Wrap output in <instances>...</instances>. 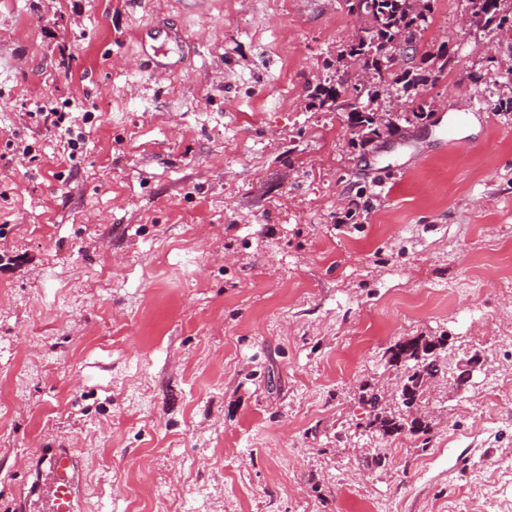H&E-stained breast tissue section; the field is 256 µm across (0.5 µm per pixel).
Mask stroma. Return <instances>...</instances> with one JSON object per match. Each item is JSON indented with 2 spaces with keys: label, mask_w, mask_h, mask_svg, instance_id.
<instances>
[{
  "label": "stroma",
  "mask_w": 512,
  "mask_h": 512,
  "mask_svg": "<svg viewBox=\"0 0 512 512\" xmlns=\"http://www.w3.org/2000/svg\"><path fill=\"white\" fill-rule=\"evenodd\" d=\"M466 6L442 121L363 149L308 99L345 0H0V512L34 448L85 512H512V36ZM419 336L426 448L360 427Z\"/></svg>",
  "instance_id": "stroma-1"
}]
</instances>
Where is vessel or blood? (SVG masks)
Instances as JSON below:
<instances>
[{
    "mask_svg": "<svg viewBox=\"0 0 512 512\" xmlns=\"http://www.w3.org/2000/svg\"><path fill=\"white\" fill-rule=\"evenodd\" d=\"M35 470L31 497L22 512H82L83 490L75 449H42Z\"/></svg>",
    "mask_w": 512,
    "mask_h": 512,
    "instance_id": "b4317fda",
    "label": "vessel or blood"
}]
</instances>
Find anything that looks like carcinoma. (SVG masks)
<instances>
[{"mask_svg":"<svg viewBox=\"0 0 512 512\" xmlns=\"http://www.w3.org/2000/svg\"><path fill=\"white\" fill-rule=\"evenodd\" d=\"M471 14L493 31L512 30V0H468ZM365 27L340 44L336 61L343 64V74L336 76V85L317 84L310 94V106L346 109L348 126L362 128L373 137L360 138L363 147L380 140L404 137L406 125L412 120L422 122L434 111L433 102L422 99L428 78L421 64L440 72L454 66V57L439 46L437 52H420L422 33L430 25L433 0H362ZM406 50L410 56L393 60L395 53ZM359 65L374 73L375 83L369 87L349 84V67ZM395 89L411 113L396 111L380 121L376 119L381 93ZM448 345V337L430 340L421 337L399 341L387 350V363L404 367L400 378L399 400L402 409L388 411L379 406V396L362 390L361 403L369 406L366 429L384 437L411 435L426 446L431 441V422L412 416L419 409L429 379L439 371L438 351Z\"/></svg>","mask_w":512,"mask_h":512,"instance_id":"cac0c4a2","label":"carcinoma"}]
</instances>
